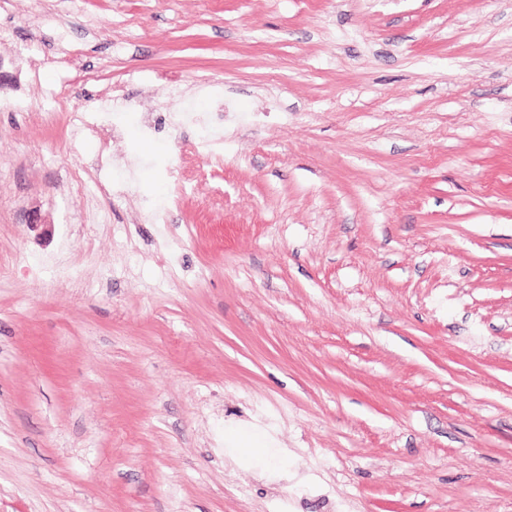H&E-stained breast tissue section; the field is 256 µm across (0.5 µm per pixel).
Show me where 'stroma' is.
I'll return each instance as SVG.
<instances>
[{"instance_id": "35a3bbf8", "label": "stroma", "mask_w": 512, "mask_h": 512, "mask_svg": "<svg viewBox=\"0 0 512 512\" xmlns=\"http://www.w3.org/2000/svg\"><path fill=\"white\" fill-rule=\"evenodd\" d=\"M0 93V512H512V0H9Z\"/></svg>"}]
</instances>
